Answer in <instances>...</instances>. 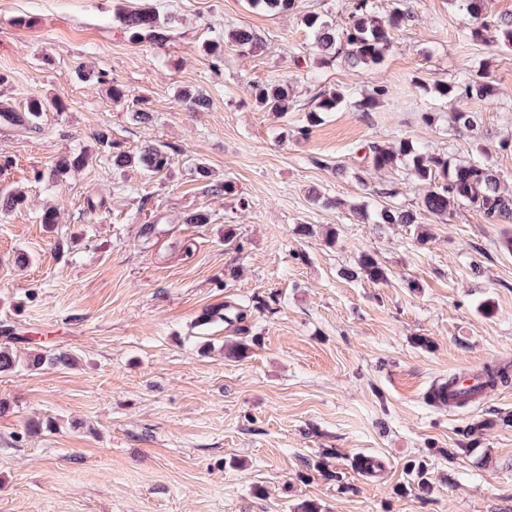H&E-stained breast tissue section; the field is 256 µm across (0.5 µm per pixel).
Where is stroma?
I'll use <instances>...</instances> for the list:
<instances>
[{"mask_svg":"<svg viewBox=\"0 0 512 512\" xmlns=\"http://www.w3.org/2000/svg\"><path fill=\"white\" fill-rule=\"evenodd\" d=\"M144 4L173 21L164 48L121 32L117 8ZM375 4L377 16L403 4L414 18L366 73L320 65L301 23L313 11L343 22L349 0H296L287 16L247 0H0V104L65 105L36 130L0 124V193L29 199L0 212V324L27 335L18 355L73 358L0 374V512H294L304 502L320 512H512V384L463 408L426 399L462 371L512 367V252L499 247L512 224L465 206L419 226L361 223L351 204L374 210L383 199L349 158L357 143L409 137L490 164L512 187V48L463 44L472 19L458 0ZM235 27L262 48L229 47L214 62L203 43ZM482 64L494 103L456 104L417 86ZM281 74L295 102L284 116L250 96ZM115 83L125 99L112 100ZM378 84L389 92L374 112L348 104L301 136L318 92ZM185 87L207 108L188 111ZM142 96L152 120L137 125L130 110ZM457 109L477 113L474 131L454 132ZM101 132L130 152L171 144L174 163L159 176L115 169ZM83 148L92 162L45 179L57 156ZM197 161L234 194L208 192ZM315 191L342 207L312 201ZM100 196L103 207L88 211ZM49 207L58 224L41 223ZM197 210L210 222L184 223ZM299 224L314 235H296ZM364 250L387 267L385 282L342 276ZM271 296L273 312L198 323L205 310ZM244 333L258 339L249 356L225 359V341ZM420 336L433 348L418 347ZM472 424L468 452H456ZM360 454L381 469L355 471ZM418 462L430 491L400 493ZM24 360L30 370H39L45 366L71 365L73 358L65 353H48L45 351H30Z\"/></svg>","mask_w":512,"mask_h":512,"instance_id":"obj_1","label":"stroma"}]
</instances>
